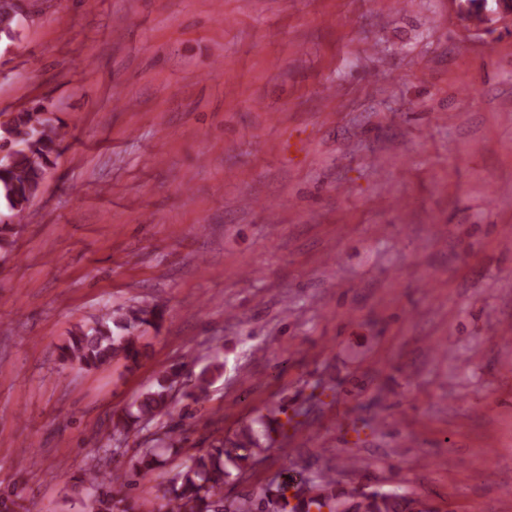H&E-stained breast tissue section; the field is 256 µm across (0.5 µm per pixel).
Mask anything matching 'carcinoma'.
<instances>
[{
  "label": "carcinoma",
  "mask_w": 512,
  "mask_h": 512,
  "mask_svg": "<svg viewBox=\"0 0 512 512\" xmlns=\"http://www.w3.org/2000/svg\"><path fill=\"white\" fill-rule=\"evenodd\" d=\"M16 0H0V34L11 36L19 22ZM66 138V125L58 118L45 116L42 109L23 110L0 123V147L10 157L0 162V198L17 222H22L31 201L38 194L54 159ZM164 310L158 305L128 306L98 318L91 326H79L61 347V360L84 370L118 362L131 372L148 357L143 342L146 326L158 328ZM224 363L218 359L204 366L191 390L183 393L186 407L201 410L209 388L222 376ZM178 372L158 375L152 387L137 401L136 411L112 421V440L122 443L142 429L144 423L170 413L172 391ZM278 412L261 415L235 435V440H220L204 453L182 454V439L172 428L166 429L155 444L140 449L130 462V470L108 477L99 470L84 472L80 483L92 490L90 512H424L426 505L407 493L362 488L338 489L327 476L303 478L285 475L260 491L236 499L224 498V483L233 472L242 471L248 461L266 451L270 433L283 430ZM169 454L180 459L177 472L159 501H130L115 491L128 486L130 478L146 476L161 466ZM0 512H33L29 501L17 490L0 494Z\"/></svg>",
  "instance_id": "carcinoma-1"
}]
</instances>
